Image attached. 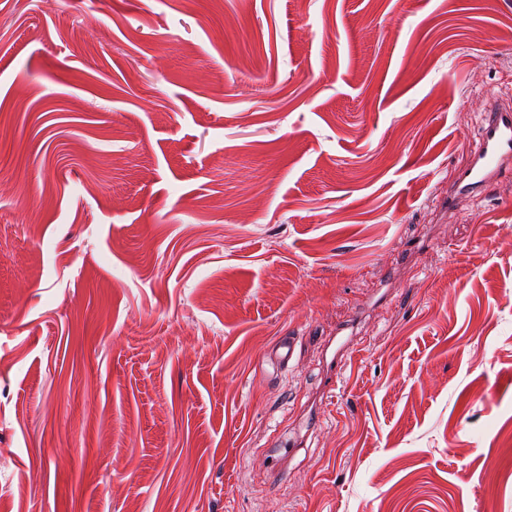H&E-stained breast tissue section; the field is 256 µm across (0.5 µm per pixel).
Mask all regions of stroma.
<instances>
[{
  "mask_svg": "<svg viewBox=\"0 0 512 512\" xmlns=\"http://www.w3.org/2000/svg\"><path fill=\"white\" fill-rule=\"evenodd\" d=\"M491 99L512 0H0V512H512ZM480 142L467 167L448 183V210L464 196L490 185L505 163L512 160V106L490 103Z\"/></svg>",
  "mask_w": 512,
  "mask_h": 512,
  "instance_id": "1",
  "label": "stroma"
}]
</instances>
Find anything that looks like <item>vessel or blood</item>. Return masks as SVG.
Instances as JSON below:
<instances>
[{"instance_id":"vessel-or-blood-1","label":"vessel or blood","mask_w":512,"mask_h":512,"mask_svg":"<svg viewBox=\"0 0 512 512\" xmlns=\"http://www.w3.org/2000/svg\"><path fill=\"white\" fill-rule=\"evenodd\" d=\"M480 142L467 167L456 172L448 184V203L490 185L505 163L512 161V106L490 103Z\"/></svg>"}]
</instances>
